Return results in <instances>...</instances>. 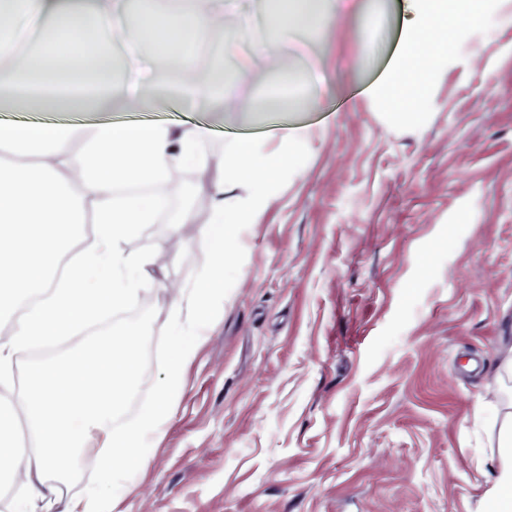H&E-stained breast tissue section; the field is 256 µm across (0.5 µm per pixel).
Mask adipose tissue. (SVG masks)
<instances>
[{
  "label": "adipose tissue",
  "instance_id": "obj_1",
  "mask_svg": "<svg viewBox=\"0 0 512 512\" xmlns=\"http://www.w3.org/2000/svg\"><path fill=\"white\" fill-rule=\"evenodd\" d=\"M483 0H405L415 22L398 47L391 81L379 96L393 116L419 118L429 79L448 50V29L477 22ZM139 24L123 31L159 57V65L139 74L117 70L104 43L119 0H88L73 6L66 0H0V106L57 112H107L128 100L154 94L189 104L237 98L241 82L273 73L270 97L277 107L315 108L317 99L299 94L287 62L258 44L251 62L235 74L215 66L208 75L186 81L194 68L196 45L224 30L223 0H140ZM335 0H277L268 15L280 35L317 30L332 23ZM38 18L33 41L41 54L15 53L21 16ZM308 136L305 126L286 120L278 151L259 141L235 142L224 163V176L247 186L243 205L228 206L223 186L212 193L211 216L204 231L209 260L189 299L170 304L172 343L168 383L147 404L138 421L124 432L112 429L131 384L138 379L141 341L136 326L120 335L103 334L81 343L64 358L35 364L15 401L0 403V474H23L30 495L51 512L54 501L42 490L46 473L61 462L80 458L93 463L101 490L70 501L64 512H112L107 489L114 469H141L147 462L146 441L159 434L173 415L172 388L182 380L191 358L193 336L211 323L212 308L224 296V261L236 245L243 224L264 208L296 149ZM209 129L194 125L170 133L151 125L105 123L85 131L68 125L2 124L0 148L12 159L0 163V318L8 332L0 336V382L7 378L12 355L77 334L102 311L122 308L134 293L133 271L146 260L128 244L138 225L170 213L173 224H192V211L169 212L159 194L120 195V184H152L172 169L202 166L201 151ZM85 150L75 153V140ZM93 213L94 244L65 270L56 257L66 255L80 235L86 213ZM32 440L22 452L16 427ZM99 436L89 450L91 436Z\"/></svg>",
  "mask_w": 512,
  "mask_h": 512
}]
</instances>
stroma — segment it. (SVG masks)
<instances>
[{
  "label": "stroma",
  "mask_w": 512,
  "mask_h": 512,
  "mask_svg": "<svg viewBox=\"0 0 512 512\" xmlns=\"http://www.w3.org/2000/svg\"><path fill=\"white\" fill-rule=\"evenodd\" d=\"M256 0H224L244 35L227 70L269 41L300 82L321 72L317 108L295 114L311 135L244 225L224 268V299L184 365L175 411L136 471L114 474L112 512H495L512 456V0H485L483 22L455 28L421 121L389 119L392 78L412 14L403 0H358L367 20L275 39ZM267 77L230 102L139 100L109 112L0 109V122L147 124L210 129L203 170L164 183L172 211L140 225L133 249L157 256L116 328L146 347L131 392L149 402L168 371V304L190 291L207 254L194 238L220 162L241 138L277 151L276 121L252 124ZM58 505L98 486L73 463L50 474Z\"/></svg>",
  "instance_id": "1"
}]
</instances>
